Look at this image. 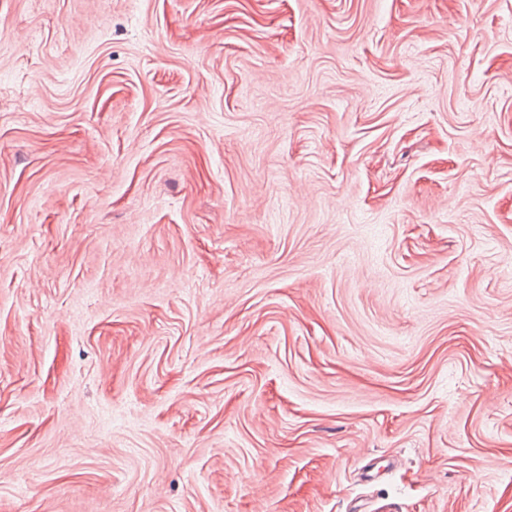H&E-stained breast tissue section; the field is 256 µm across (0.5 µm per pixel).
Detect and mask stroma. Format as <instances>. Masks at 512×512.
Here are the masks:
<instances>
[{
  "label": "stroma",
  "mask_w": 512,
  "mask_h": 512,
  "mask_svg": "<svg viewBox=\"0 0 512 512\" xmlns=\"http://www.w3.org/2000/svg\"><path fill=\"white\" fill-rule=\"evenodd\" d=\"M512 512V0H0V512Z\"/></svg>",
  "instance_id": "stroma-1"
}]
</instances>
